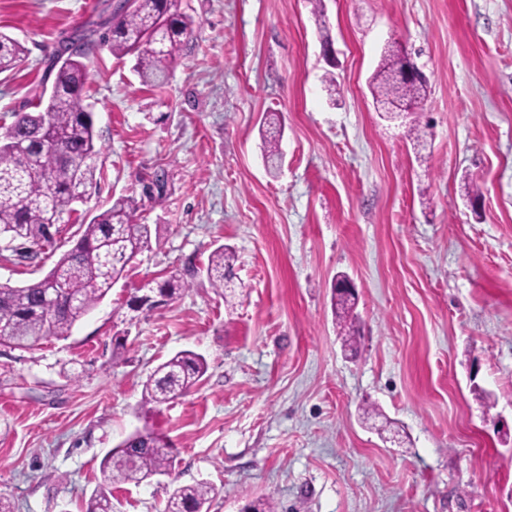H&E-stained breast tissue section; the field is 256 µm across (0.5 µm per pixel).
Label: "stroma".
I'll return each mask as SVG.
<instances>
[{
  "label": "stroma",
  "instance_id": "35a3bbf8",
  "mask_svg": "<svg viewBox=\"0 0 512 512\" xmlns=\"http://www.w3.org/2000/svg\"><path fill=\"white\" fill-rule=\"evenodd\" d=\"M193 36L164 86L134 59H87L103 177L36 259L42 278L82 220L135 198L151 243L69 336L0 346V495L14 512H82L128 435L165 436L170 474L110 488L112 512H163L208 483V512L268 497L276 512H512V0H178ZM106 0H0L26 54L0 73V114L40 92L58 43ZM391 43L428 96L387 118L369 80ZM282 124L280 169L259 125ZM426 125L408 136L412 119ZM481 192L469 203L463 185ZM233 247L231 294L209 285ZM176 273V299L129 295ZM356 288L354 346L332 309ZM203 355L190 392L153 411L142 384ZM234 260L235 254L232 249L224 244L211 251L206 268V277L211 288L224 291V288L228 287Z\"/></svg>",
  "mask_w": 512,
  "mask_h": 512
}]
</instances>
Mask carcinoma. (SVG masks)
I'll return each instance as SVG.
<instances>
[{"mask_svg": "<svg viewBox=\"0 0 512 512\" xmlns=\"http://www.w3.org/2000/svg\"><path fill=\"white\" fill-rule=\"evenodd\" d=\"M173 0H134V6L112 20L91 22L74 36L85 46L64 48L69 56L55 68L53 93L45 100L34 96L25 110L11 113L0 124V237L19 238L35 245L52 243L50 232L65 224L97 186L94 158L98 154L92 114L84 104L88 79L84 60L101 46L121 59L136 56L134 70L142 81L160 86L183 43L193 35L189 24L171 12ZM24 46L0 33V73L16 68ZM397 54L383 56L372 83L377 102L422 101L426 84L400 86L390 80ZM132 198H119L111 207L81 224L77 242L40 280L12 286L0 283V346L31 349L49 337L70 334L74 324L96 307L123 277L128 264L150 246L149 225L134 222ZM235 254L219 245L209 257L206 277L210 286L224 290L231 281ZM190 284L172 274L149 281L137 289L126 306L138 313L154 308L155 298L172 300ZM337 326L345 343L352 342L355 300L333 296ZM206 360L180 351L160 364L143 384L142 403L158 407L184 395L206 374ZM174 460L172 445L153 431H139L112 449L102 462L104 486L86 502L84 512H112V483L139 485L169 473ZM213 489L205 482L176 487L164 512H203Z\"/></svg>", "mask_w": 512, "mask_h": 512, "instance_id": "cac0c4a2", "label": "carcinoma"}]
</instances>
